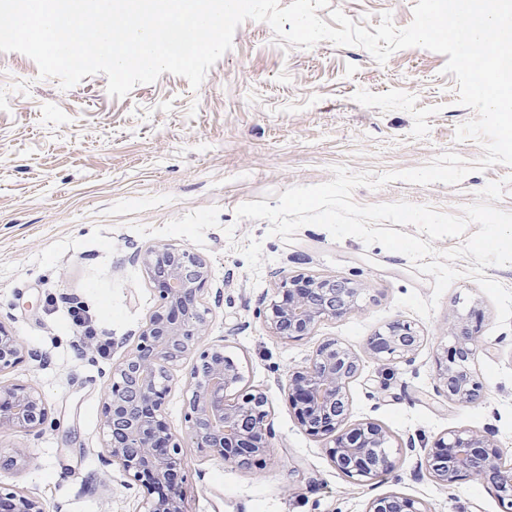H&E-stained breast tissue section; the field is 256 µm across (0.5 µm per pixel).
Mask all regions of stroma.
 <instances>
[{
  "label": "stroma",
  "instance_id": "1",
  "mask_svg": "<svg viewBox=\"0 0 512 512\" xmlns=\"http://www.w3.org/2000/svg\"><path fill=\"white\" fill-rule=\"evenodd\" d=\"M418 0H330L355 24L373 28L382 13L407 27ZM445 55L412 47L378 64L359 46L324 40L309 49L281 46L266 23L249 20L199 88L163 73L125 97L109 95L103 74L70 89L43 79L37 64L0 52V322L40 353L0 373L33 384L50 408L41 434L0 431V447L25 448L27 461L0 469V486L19 487L47 512H147L146 491L101 459L103 389L125 349L158 306L144 270L129 260L139 248L186 246L203 256L210 278L202 299L208 336L268 399L272 436L264 465H224L193 444L182 450L187 512H366L375 496L396 492L433 512H504L486 484L451 487L417 472L418 449L463 429L492 431L512 458V327L497 324L492 301L462 276L430 317L397 307L411 293L432 295L433 276L405 255L317 225L293 242L270 235L269 221L238 218L249 201L277 205L293 186L332 180L331 166L354 172L419 167L445 151L482 156L456 142L473 118L457 101ZM512 168L494 165L460 184L392 182L357 187L360 205L406 200L459 213ZM307 273L368 284L354 312L320 322L312 336L270 335L259 311L277 295L280 274ZM85 310L95 337L86 355L70 314ZM479 309L474 369L484 399L458 404L439 395L436 359L448 321ZM423 338L412 363L374 358L370 336L392 320ZM360 359L349 387V420L372 421L390 434L394 471L364 484L336 470L325 439L299 425L282 389L327 339Z\"/></svg>",
  "mask_w": 512,
  "mask_h": 512
}]
</instances>
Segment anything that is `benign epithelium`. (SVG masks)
Instances as JSON below:
<instances>
[{
	"instance_id": "7a95c632",
	"label": "benign epithelium",
	"mask_w": 512,
	"mask_h": 512,
	"mask_svg": "<svg viewBox=\"0 0 512 512\" xmlns=\"http://www.w3.org/2000/svg\"><path fill=\"white\" fill-rule=\"evenodd\" d=\"M155 288L159 305L142 326L134 345L116 365L104 390L106 433L104 461L155 494L149 512H185L179 485L183 440L206 449L227 466L249 468L268 451L271 427L267 398L243 385L239 370L224 361V346L206 342L208 321L199 304L209 278L206 260L187 247L156 245L132 255ZM364 285L347 279H318L297 274L282 277L278 299L264 312V324L281 340H302L317 324L358 308ZM479 325L472 317L448 322L452 344L437 364L438 392L460 404L481 399L482 385L471 369L478 348ZM422 338L398 320L370 337L369 353L379 360L412 361ZM195 357L187 378L186 438L171 430L163 417L172 370ZM37 354L0 323V373ZM360 371V359L344 343H320L301 366L288 369L285 390L299 424L311 436L327 438L334 467L360 482L375 480L395 468L386 455L372 462L371 450L389 442L377 423H348L349 384ZM50 409L30 383L0 381V429L38 435ZM506 449L488 432L454 431L438 438L426 457L428 472L452 486L464 477L491 484L500 501L512 508V471L500 467ZM0 512H45L24 491L0 490ZM366 512H431V508L398 493L372 499Z\"/></svg>"
}]
</instances>
